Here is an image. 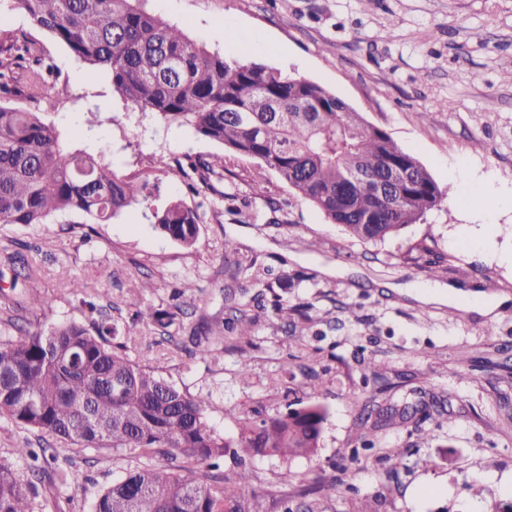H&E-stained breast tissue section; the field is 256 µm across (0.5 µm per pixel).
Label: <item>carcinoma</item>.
Listing matches in <instances>:
<instances>
[{
  "instance_id": "obj_1",
  "label": "carcinoma",
  "mask_w": 512,
  "mask_h": 512,
  "mask_svg": "<svg viewBox=\"0 0 512 512\" xmlns=\"http://www.w3.org/2000/svg\"><path fill=\"white\" fill-rule=\"evenodd\" d=\"M30 23L64 45L91 71L105 73L125 107L152 112L224 147V154L190 162L195 195L227 160L249 157L317 207L345 234L363 243L397 237L443 199L444 189L412 153L384 129L322 86L262 63L226 58L190 39L179 27L147 12L142 0H14ZM60 76L33 40L0 44V224H46L55 214L82 213L105 224L126 209L155 199L147 175L112 166L110 149H72L39 112L64 100ZM408 175L399 202L383 200L377 182L387 169ZM155 228L191 248L200 216L181 200L152 212ZM98 315L86 326L62 322L0 342V417L82 451L109 449L159 463L136 466L99 491L91 512H267L250 488L246 460L313 457L327 410L315 399L288 404L274 416L244 418L226 438L208 421L215 410L191 396L149 362H137L115 342L117 326L92 299ZM181 309L156 310L152 324L166 329ZM255 320L233 307L231 317L195 329L191 342L218 356L213 337L228 331L250 343ZM440 419L443 401L378 411L371 429L395 427L415 416ZM193 466L174 465L178 456ZM233 459L224 471L221 462ZM36 485L0 463V512H35Z\"/></svg>"
}]
</instances>
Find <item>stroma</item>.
Returning a JSON list of instances; mask_svg holds the SVG:
<instances>
[{
	"mask_svg": "<svg viewBox=\"0 0 512 512\" xmlns=\"http://www.w3.org/2000/svg\"><path fill=\"white\" fill-rule=\"evenodd\" d=\"M146 9L184 26L209 50L233 56L225 24L240 40L261 35L269 49L252 61L329 89L364 119L391 134L414 154L440 186L448 169H462L457 195L444 199L394 239L362 244L349 239L309 201L273 172L265 194L254 197V160L237 159L211 179L222 197L200 204L181 179L158 174L161 199L183 198L199 207V239L186 248L160 234L145 206L93 224L80 213L53 216L49 223L0 224V287L12 273L6 254L21 253L33 268V285L51 293V309H12L22 331L75 321L88 323L81 296L68 285L77 279L86 293L108 305L125 326L134 311L179 307L182 350L163 342L151 322L128 340L133 360H151L163 376L194 396L221 403L212 426L231 436L237 413L285 411L289 399L315 398L328 409L321 446L312 458H255L251 487L266 495L269 512L288 500L305 512L301 490L321 484L315 512H497L512 501V266L496 254L512 251V208L484 227L470 204L469 187L492 179L512 188V0H146ZM24 35L41 43L77 102L47 115L75 148L108 146L115 168L147 172L158 154L172 160L208 158L218 145L167 123L155 114L124 107L105 76L88 77L67 48L34 28L12 0H0V40ZM111 120L91 126L86 104ZM233 241L235 252L224 250ZM438 257L429 272L430 257ZM252 267L260 278L250 295L276 286L292 311L282 317L257 310L253 345L239 353L225 336L217 358L189 355L190 336L201 318L223 323L231 268ZM153 288L137 296L136 281ZM193 290H184V283ZM416 286L453 287L466 296L506 302L489 320L476 313L423 306L409 297ZM249 357L251 371L240 362ZM314 367L316 379L299 374ZM369 405L412 401L426 394L445 398L447 416L400 427L366 429L353 395ZM371 440L372 449L361 447ZM43 449L38 481L41 512H91L97 492L135 467L110 450L77 453L52 439L0 418V460L30 479L28 460L15 448ZM406 447L400 466L381 460L382 449ZM67 470L65 485L48 475ZM345 480L337 493L333 483Z\"/></svg>",
	"mask_w": 512,
	"mask_h": 512,
	"instance_id": "stroma-1",
	"label": "stroma"
}]
</instances>
